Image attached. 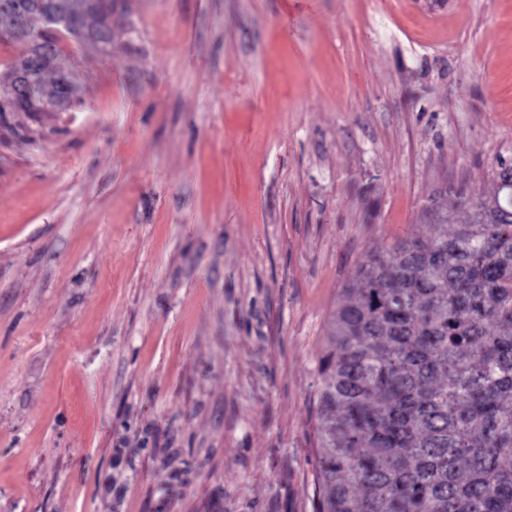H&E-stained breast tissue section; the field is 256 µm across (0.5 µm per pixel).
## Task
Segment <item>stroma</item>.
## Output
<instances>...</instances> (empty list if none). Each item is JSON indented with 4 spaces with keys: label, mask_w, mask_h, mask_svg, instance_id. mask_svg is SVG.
Returning <instances> with one entry per match:
<instances>
[{
    "label": "stroma",
    "mask_w": 512,
    "mask_h": 512,
    "mask_svg": "<svg viewBox=\"0 0 512 512\" xmlns=\"http://www.w3.org/2000/svg\"><path fill=\"white\" fill-rule=\"evenodd\" d=\"M0 118V512H313L369 253L512 164V0H117Z\"/></svg>",
    "instance_id": "obj_1"
}]
</instances>
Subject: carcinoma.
Masks as SVG:
<instances>
[{
    "label": "carcinoma",
    "mask_w": 512,
    "mask_h": 512,
    "mask_svg": "<svg viewBox=\"0 0 512 512\" xmlns=\"http://www.w3.org/2000/svg\"><path fill=\"white\" fill-rule=\"evenodd\" d=\"M40 0H0V31ZM88 0H57L74 26ZM51 39L21 49L13 96L76 97ZM495 191L427 238L372 252L333 314L318 364L314 512H512V164Z\"/></svg>",
    "instance_id": "cac0c4a2"
}]
</instances>
